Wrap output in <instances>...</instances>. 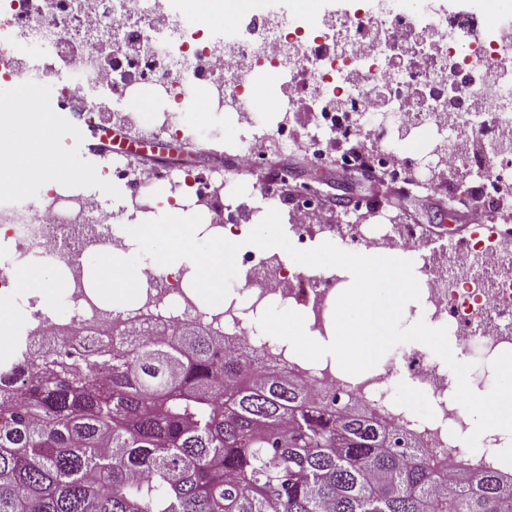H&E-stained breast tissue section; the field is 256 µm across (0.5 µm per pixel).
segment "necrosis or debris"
Listing matches in <instances>:
<instances>
[{"label":"necrosis or debris","instance_id":"necrosis-or-debris-1","mask_svg":"<svg viewBox=\"0 0 512 512\" xmlns=\"http://www.w3.org/2000/svg\"><path fill=\"white\" fill-rule=\"evenodd\" d=\"M197 2L0 0V85L33 87L61 67H73L78 81L58 83L54 104L93 117L100 106L86 89L121 94L150 86L162 107L133 114V122L180 137L189 86L205 89L210 117L233 118L247 112L253 92L243 71L278 70L298 91L289 98L287 111L316 103L319 131L309 137L311 150H318L325 132L349 140L365 129L385 141L399 130L436 127L440 152L449 163L460 136L439 127L437 117L462 116L473 143L466 173L483 195L466 248L452 247L447 258L436 257L408 224H353L345 232L332 224H304L300 215L312 209L304 201L293 209L292 232L304 250L320 235L343 249L411 253L427 321L445 325L460 352L476 347L495 357L511 350L512 227L498 223L497 213L512 201L506 193L512 183V147L500 146L512 138V114L498 109L501 102L512 103V15L502 11L500 0H415L409 10L383 7L381 0H357L311 23L284 17L275 26L260 13L225 35L235 49L230 66L223 54L212 52L217 37L199 21ZM356 71L375 77L374 87H355L350 75ZM339 97L346 101L340 109L333 105ZM383 113L388 116L384 122L379 119ZM101 176L104 182L125 185L127 204L106 206L71 180L54 181L31 198L0 190V300L17 312L14 335L79 333L90 349L111 343L101 326L102 306L85 288L76 255L65 249L66 238L81 228L96 225L101 249L124 251L127 241L112 232V224L131 213L181 207L189 198L210 214L208 231L227 237L239 233L238 225L218 217L223 194L186 170H133L124 159L111 157ZM57 259L67 281L62 319L43 313L38 298L21 291L14 278L20 267ZM240 265L243 284L232 289L222 308L206 309L184 287L183 275L145 264V300L118 319L131 332L155 334L188 320L200 322L223 334L226 348L243 352L254 363L291 372L318 387L339 388L387 427L410 434L418 450L446 456L450 467L470 474L487 469L512 474L511 436L486 433L477 449L466 445L473 419L453 399L447 366L430 354L405 350L380 369L351 375L334 359L302 358L289 342L244 318L248 310L288 307L304 316L310 335L327 337L342 276L306 272L261 251L244 252ZM401 373L433 402L430 417H418L395 396L394 382Z\"/></svg>","mask_w":512,"mask_h":512}]
</instances>
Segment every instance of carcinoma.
<instances>
[{
	"instance_id": "cac0c4a2",
	"label": "carcinoma",
	"mask_w": 512,
	"mask_h": 512,
	"mask_svg": "<svg viewBox=\"0 0 512 512\" xmlns=\"http://www.w3.org/2000/svg\"><path fill=\"white\" fill-rule=\"evenodd\" d=\"M0 512H512V479L447 474L190 320L168 338L38 340L0 359Z\"/></svg>"
}]
</instances>
